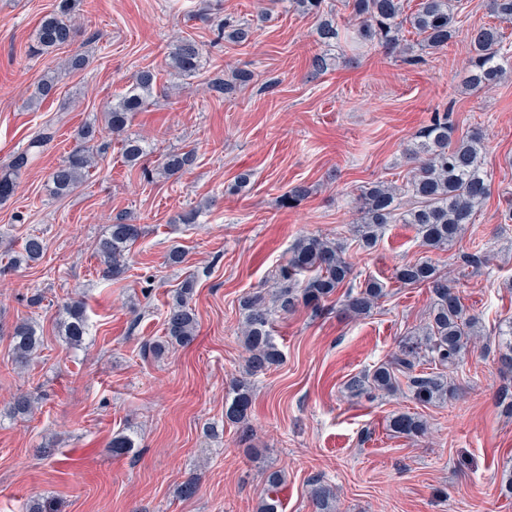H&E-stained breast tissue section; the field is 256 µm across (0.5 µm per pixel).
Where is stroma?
<instances>
[{"instance_id": "obj_1", "label": "stroma", "mask_w": 512, "mask_h": 512, "mask_svg": "<svg viewBox=\"0 0 512 512\" xmlns=\"http://www.w3.org/2000/svg\"><path fill=\"white\" fill-rule=\"evenodd\" d=\"M59 0H0V165L27 149L43 128L53 139L22 171L16 193L0 203V512H26L29 500L52 512H256L266 495L263 471L285 476L281 512H316L309 483L336 492V512H512V393L496 334L512 317V74L470 89L465 70L470 29L491 23L488 0H461L458 31L448 46L425 52L404 35L412 63L381 45L338 40L320 46L316 20L288 0H78L71 44L44 54L30 46L42 18ZM244 19L251 41H217L216 25ZM201 48L194 76L178 75L169 54L178 40ZM327 67L315 71L314 55ZM82 55L84 69L68 68ZM157 74L152 103L129 134L150 147L143 163L125 162L103 112L135 75ZM249 84L218 97L208 84ZM54 95L38 107L27 100L44 75ZM456 135L485 138L491 192L474 224L452 249L429 251L408 224L388 225L377 247H350L357 280L387 288L363 319L335 300L321 313L301 307L277 316L274 339L282 363L254 376L249 434L224 422L232 377L246 351L240 300L274 293L295 241L307 234L348 240L362 186L402 185L413 168L406 155L435 114ZM97 128L95 165L69 196L53 197L48 175L76 145L83 125ZM190 151L194 162L165 178L158 160ZM247 182H238L239 174ZM308 196L282 198L297 185ZM198 210L195 223L182 216ZM140 225L130 269L103 280L96 241L116 217ZM43 257L12 265L28 236ZM185 261L170 266L172 247ZM484 262L473 268L465 256ZM430 258L447 272L483 338L448 381L456 396L423 407L406 391L354 398L349 380L400 352L428 319L430 288L401 287L404 261ZM195 281V341L154 356L168 302L186 278ZM86 306L88 334L68 347L58 334L62 307ZM37 324L44 345L27 369L12 362L13 326ZM19 392L38 400L33 416H12ZM428 422L423 438L391 432L397 412ZM132 435L129 455L109 450L114 433ZM200 478L191 499L177 496L189 476Z\"/></svg>"}]
</instances>
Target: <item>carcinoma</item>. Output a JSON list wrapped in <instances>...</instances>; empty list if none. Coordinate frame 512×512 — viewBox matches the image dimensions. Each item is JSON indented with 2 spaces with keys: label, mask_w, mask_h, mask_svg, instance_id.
Wrapping results in <instances>:
<instances>
[{
  "label": "carcinoma",
  "mask_w": 512,
  "mask_h": 512,
  "mask_svg": "<svg viewBox=\"0 0 512 512\" xmlns=\"http://www.w3.org/2000/svg\"><path fill=\"white\" fill-rule=\"evenodd\" d=\"M75 6L76 0H61L59 13L41 21L33 52L40 54L73 40L75 27L68 15ZM489 10L498 22L512 24V0H489ZM352 11L359 20L358 34L363 40L377 41L392 49L400 47L402 31L407 27L421 37V48L433 51L448 46L457 32L453 0H421L418 9L411 14L404 13L402 0H352ZM251 34L250 26L245 23L226 20L218 25V37L233 42H245ZM316 34L320 44L329 46L338 39L339 30L333 19L324 18L318 23ZM470 46L468 86L489 87L512 72V54L504 45L501 27L487 24L473 29ZM170 62L171 67L184 76L195 74L200 63L196 43L181 40L170 53ZM156 79L153 71H140L125 92L104 110L107 128L121 138L122 155L133 165L146 156V148L142 140L126 135V128L134 116L149 105ZM54 89L55 77L45 75L30 105L37 106ZM95 134L94 126H86L79 136L80 143L64 162L52 169L49 185L53 194L63 196L73 192L93 168L91 142ZM453 134L448 119L434 118L408 149L415 167L403 186L379 181L360 190L355 198L358 218L350 227L352 241L359 248L375 247L387 225L400 222L414 226L426 249L447 251L464 234L466 225L474 223L478 208L490 195L489 177L483 163L485 144L477 131L457 139ZM52 138L50 129L42 130L30 142L28 151L0 167V202L15 193L22 170L34 159L32 149L43 147ZM192 161L190 151H171L164 155L162 169L169 176L181 175ZM141 235L139 225L118 218L109 232L97 241L95 255L103 279H117L128 271L130 247ZM346 250L347 246L335 239L303 236L291 247L286 265L281 269L282 282L271 300L260 293L243 300L242 335L248 356L244 375L232 380V397L225 402L226 421L242 426L248 424L254 394L251 377L281 361V351L272 337L276 314H288L301 306L317 312L322 310L325 301L340 293L344 312L358 318L367 317L386 296L384 285L373 278L359 285L355 283L353 265L346 257ZM43 252V240L30 236L23 245L22 255L14 258V263L36 261ZM394 281L404 287L432 288L435 301L429 322L420 334L409 339L399 354L351 379L348 388L357 396L371 397L379 392L400 390L403 378L407 392L420 405L445 403L453 392L442 370L458 366L475 346L482 336L479 320L467 313L460 295L448 286V277L427 259L403 263L396 268ZM194 285V280L187 278L176 290L164 318L165 339L149 344L154 355L163 354L174 344L188 345L194 340L198 327L190 306ZM63 312L62 336L67 344L77 347L83 343L87 331L85 305L72 300L64 306ZM497 336L507 349V354L501 357L502 369L512 373V317L500 323ZM12 338L14 364L19 368L30 366L41 347L37 327L30 322H20L14 327ZM424 362L440 371H417V366ZM36 409L35 399L28 393L18 394L11 403L15 415H28ZM390 427L394 433L410 438L421 437L428 429L421 415L410 412L395 415ZM132 448L134 441L130 435L121 432L112 436L113 456H126ZM309 494L317 512H336V494L331 486L315 480L310 484Z\"/></svg>",
  "instance_id": "1"
}]
</instances>
